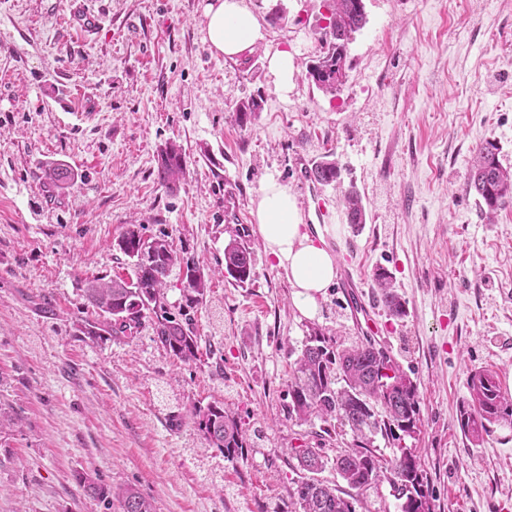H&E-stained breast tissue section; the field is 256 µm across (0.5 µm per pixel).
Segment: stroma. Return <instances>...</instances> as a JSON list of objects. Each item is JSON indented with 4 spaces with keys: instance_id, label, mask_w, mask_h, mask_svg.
<instances>
[{
    "instance_id": "35a3bbf8",
    "label": "stroma",
    "mask_w": 512,
    "mask_h": 512,
    "mask_svg": "<svg viewBox=\"0 0 512 512\" xmlns=\"http://www.w3.org/2000/svg\"><path fill=\"white\" fill-rule=\"evenodd\" d=\"M207 0H0V512H121L79 484L137 488L155 512H282L301 470L295 449L340 443L320 420L288 415V379L311 329L365 336L345 289L314 318L263 246L253 203L268 179L301 189L298 156L333 153L325 241L351 265L378 321L374 338L418 388L420 457L432 512H512V425L472 443L457 426L471 373L512 391V200L485 214L466 190L478 150L512 170V0H364L346 82L306 77L324 0H247L265 34L234 60L211 55ZM93 8L101 24L79 31ZM281 15L271 25L272 15ZM288 49L280 90L268 56ZM257 112L236 120V104ZM183 149L186 173L158 184V152ZM50 163L68 188L44 186ZM356 188L366 222L340 202ZM167 235L209 278L194 309L196 360L153 339L91 338L89 280L130 277L125 227ZM254 249L252 281L224 273V247ZM391 273L405 317L377 298ZM223 403L247 433L242 459L209 447L194 406Z\"/></svg>"
}]
</instances>
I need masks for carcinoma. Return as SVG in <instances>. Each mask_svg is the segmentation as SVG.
I'll list each match as a JSON object with an SVG mask.
<instances>
[{
    "instance_id": "carcinoma-1",
    "label": "carcinoma",
    "mask_w": 512,
    "mask_h": 512,
    "mask_svg": "<svg viewBox=\"0 0 512 512\" xmlns=\"http://www.w3.org/2000/svg\"><path fill=\"white\" fill-rule=\"evenodd\" d=\"M366 23L363 0H328L325 25L317 31L319 48L307 65V78L319 89L335 93L345 83L342 73L352 34ZM324 184L337 183L341 169L324 156L315 164ZM185 156L181 146L166 144L159 153L156 177L167 188L183 176ZM467 190L474 191L488 213L496 212L512 199V171L503 167L496 147L489 143L479 149ZM348 223L358 228L365 223L362 199L355 188L344 197ZM119 250L133 262V276L108 282L93 279L84 288V298L98 314L94 321L79 323L89 337L134 334L149 322L156 341L181 361L196 358L198 336L191 318L167 311L165 280L173 270L181 277L185 306L194 309L206 301L208 279L196 262L178 255L168 240L144 238L141 225H128L118 239ZM253 249L235 239L224 247V272L239 283L251 280ZM378 298L389 314L402 317L405 302L392 286V276L380 268L375 273ZM393 371L390 376L387 371ZM291 402L288 414L300 423L316 417L323 423L339 422L350 430L352 442L336 454L333 464L349 491L331 487L316 477L328 459L319 448H295L293 452L306 475L299 478L290 494L285 512H356V495L377 481H387L401 501V512H429L432 509L427 477L420 458L402 445L403 436L415 433L420 421L416 384L395 360L366 336L348 346L330 345V339L312 330L293 364L288 385ZM469 397L459 407L457 424L470 441L478 443L500 423L512 424V394L502 390L497 372L478 369L470 375ZM384 409L379 415L376 406ZM193 423L211 447L235 461L243 457L247 440L237 419L221 403L196 406ZM397 444L393 458L382 461L369 446L376 435ZM86 492L103 501L112 500V489L78 477ZM123 512H154L152 502L136 488L117 493Z\"/></svg>"
}]
</instances>
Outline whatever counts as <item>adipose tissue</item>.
<instances>
[{
	"label": "adipose tissue",
	"instance_id": "1",
	"mask_svg": "<svg viewBox=\"0 0 512 512\" xmlns=\"http://www.w3.org/2000/svg\"><path fill=\"white\" fill-rule=\"evenodd\" d=\"M204 17L213 54L232 59L265 38L257 16L243 0H208ZM252 214L266 252L285 272L296 307L312 316L319 296L336 278L333 255L323 240L310 235L301 222L295 195L276 179L262 187Z\"/></svg>",
	"mask_w": 512,
	"mask_h": 512
}]
</instances>
